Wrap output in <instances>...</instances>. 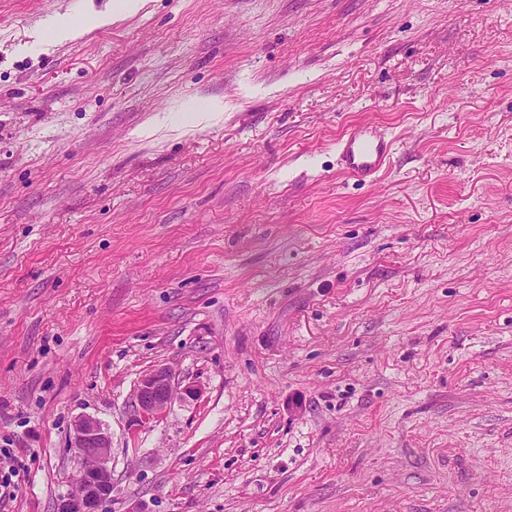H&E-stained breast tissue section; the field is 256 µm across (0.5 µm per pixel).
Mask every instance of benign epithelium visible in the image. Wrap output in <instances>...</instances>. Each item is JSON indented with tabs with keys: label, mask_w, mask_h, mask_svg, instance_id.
Returning <instances> with one entry per match:
<instances>
[{
	"label": "benign epithelium",
	"mask_w": 512,
	"mask_h": 512,
	"mask_svg": "<svg viewBox=\"0 0 512 512\" xmlns=\"http://www.w3.org/2000/svg\"><path fill=\"white\" fill-rule=\"evenodd\" d=\"M194 387L178 388L167 367L156 368L140 379L135 391L139 421L153 420L179 399H193ZM72 447L79 462L77 488L57 500L55 512H105L112 494V440L103 424L95 418L82 417L73 425Z\"/></svg>",
	"instance_id": "1"
}]
</instances>
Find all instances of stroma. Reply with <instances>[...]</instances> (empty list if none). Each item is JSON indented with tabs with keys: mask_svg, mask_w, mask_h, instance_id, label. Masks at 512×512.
<instances>
[{
	"mask_svg": "<svg viewBox=\"0 0 512 512\" xmlns=\"http://www.w3.org/2000/svg\"><path fill=\"white\" fill-rule=\"evenodd\" d=\"M0 0V512H512V0ZM220 111L201 119V108ZM395 141L344 174L354 124ZM196 399L139 422V379ZM341 169L360 181H371L386 167L392 142L380 127L364 122L350 127L337 141ZM71 444L79 462L77 488L57 500L55 512H105L112 494V440L103 424L82 417L73 425Z\"/></svg>",
	"mask_w": 512,
	"mask_h": 512,
	"instance_id": "obj_1",
	"label": "stroma"
}]
</instances>
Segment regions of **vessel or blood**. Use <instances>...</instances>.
Listing matches in <instances>:
<instances>
[{"instance_id": "vessel-or-blood-1", "label": "vessel or blood", "mask_w": 512, "mask_h": 512, "mask_svg": "<svg viewBox=\"0 0 512 512\" xmlns=\"http://www.w3.org/2000/svg\"><path fill=\"white\" fill-rule=\"evenodd\" d=\"M342 170L358 180L370 181L386 167L392 143L377 125L364 122L350 127L337 142Z\"/></svg>"}]
</instances>
